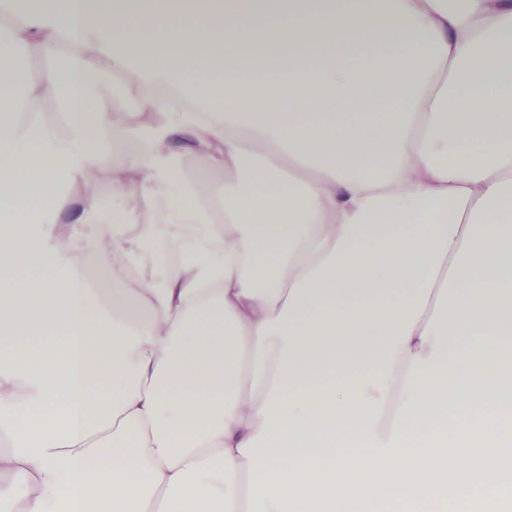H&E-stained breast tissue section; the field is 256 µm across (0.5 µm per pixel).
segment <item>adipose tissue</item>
<instances>
[{"mask_svg":"<svg viewBox=\"0 0 512 512\" xmlns=\"http://www.w3.org/2000/svg\"><path fill=\"white\" fill-rule=\"evenodd\" d=\"M0 16L40 61L0 57V338L27 345L0 363L1 505L512 512V0ZM175 132L223 193L169 167Z\"/></svg>","mask_w":512,"mask_h":512,"instance_id":"adipose-tissue-1","label":"adipose tissue"}]
</instances>
